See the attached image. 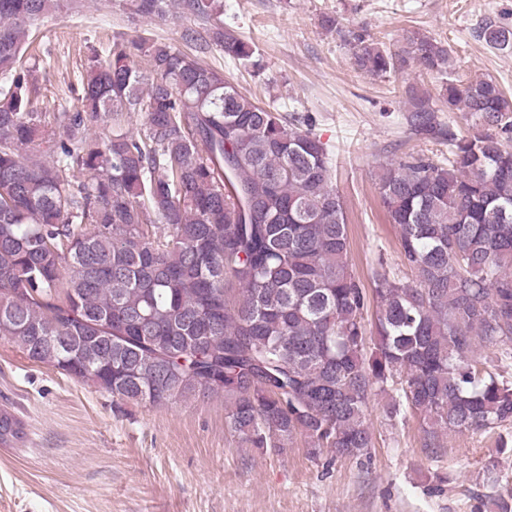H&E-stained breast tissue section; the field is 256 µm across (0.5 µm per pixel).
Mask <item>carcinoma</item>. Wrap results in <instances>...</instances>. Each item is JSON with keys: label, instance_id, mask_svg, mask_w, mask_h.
<instances>
[{"label": "carcinoma", "instance_id": "obj_1", "mask_svg": "<svg viewBox=\"0 0 512 512\" xmlns=\"http://www.w3.org/2000/svg\"><path fill=\"white\" fill-rule=\"evenodd\" d=\"M63 6L79 3L0 0L1 341L115 401L222 396L229 429L252 448L299 432L313 455L367 454L366 409L388 390L389 415L422 419L426 448L444 431L512 423V381L481 357L492 345L512 360V97L498 82L453 77L448 46L417 30L393 51L323 17L373 77L409 64L448 76L444 106L480 127L443 128L431 94L408 89L411 130L448 139L452 159L381 167L415 280L382 268L367 288L324 144L199 58L213 46L240 62L253 54L224 29L222 0H120L143 19L172 8L194 19L190 50L145 30L116 37L80 74L74 111L46 112L25 53ZM480 36L512 49L506 26ZM25 438L0 408V447Z\"/></svg>", "mask_w": 512, "mask_h": 512}]
</instances>
